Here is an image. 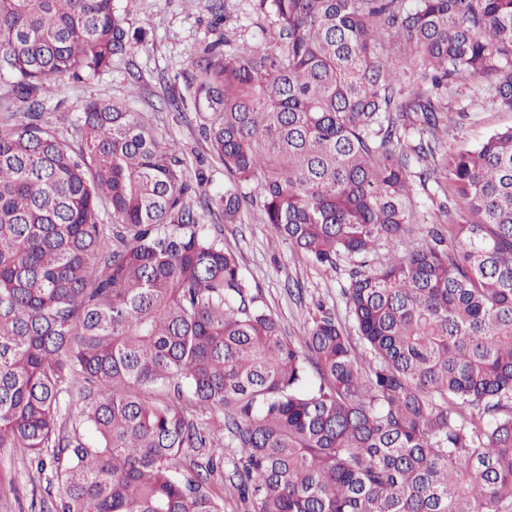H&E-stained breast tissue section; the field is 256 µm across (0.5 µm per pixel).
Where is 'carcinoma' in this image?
Returning <instances> with one entry per match:
<instances>
[{"label": "carcinoma", "instance_id": "cac0c4a2", "mask_svg": "<svg viewBox=\"0 0 512 512\" xmlns=\"http://www.w3.org/2000/svg\"><path fill=\"white\" fill-rule=\"evenodd\" d=\"M259 10L277 54L195 59L213 197L122 102L87 99L74 144L46 116L145 39L116 0H0V448L51 456V512H512V128L443 146L453 83L490 76L512 112V0ZM415 178L452 201L427 241ZM249 205L313 266L351 265L357 336L327 310L284 333L202 223ZM383 241L405 251L375 265ZM77 382L101 396L69 425ZM219 435L233 456L188 461Z\"/></svg>", "mask_w": 512, "mask_h": 512}]
</instances>
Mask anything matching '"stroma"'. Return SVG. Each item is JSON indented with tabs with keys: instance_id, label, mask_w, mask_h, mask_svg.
<instances>
[{
	"instance_id": "obj_1",
	"label": "stroma",
	"mask_w": 512,
	"mask_h": 512,
	"mask_svg": "<svg viewBox=\"0 0 512 512\" xmlns=\"http://www.w3.org/2000/svg\"><path fill=\"white\" fill-rule=\"evenodd\" d=\"M209 4L210 0H134L125 18L130 28L145 30L144 43L113 59L111 68L90 83L61 86L45 102L48 116L75 115L91 96L125 103L131 111L150 117L166 139L177 142L190 165H202L208 194L223 193L224 168L201 135L192 103L175 112L166 99L173 92L186 93L196 74L194 59L206 43L227 38L239 48L262 41L272 52L277 46L265 40L257 25L258 0H224L218 14ZM487 88L481 77L454 87L448 98V146H475L493 131L512 127V112L492 109L486 102ZM211 231L238 254L244 277L278 316L286 335H303L320 304L347 321L343 290L348 267L323 274L288 245H272L268 226L249 213L238 224L216 220ZM47 478L20 449L0 448V512H42Z\"/></svg>"
}]
</instances>
